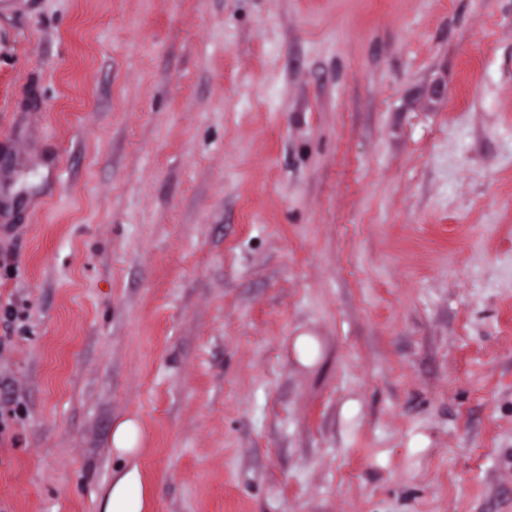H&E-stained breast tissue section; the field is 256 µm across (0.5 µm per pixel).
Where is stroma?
<instances>
[{"label":"stroma","instance_id":"35a3bbf8","mask_svg":"<svg viewBox=\"0 0 512 512\" xmlns=\"http://www.w3.org/2000/svg\"><path fill=\"white\" fill-rule=\"evenodd\" d=\"M130 418L143 512H512V0H0V512Z\"/></svg>","mask_w":512,"mask_h":512}]
</instances>
